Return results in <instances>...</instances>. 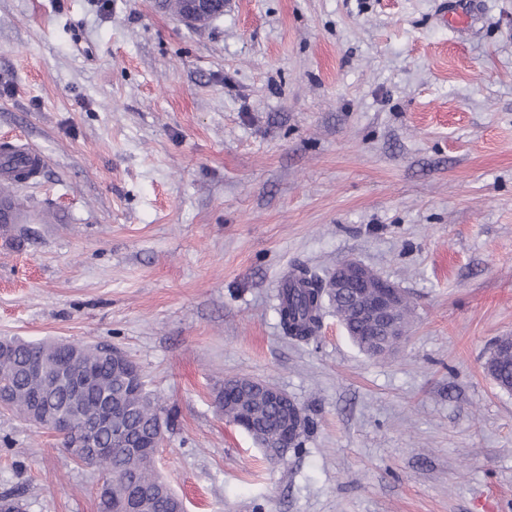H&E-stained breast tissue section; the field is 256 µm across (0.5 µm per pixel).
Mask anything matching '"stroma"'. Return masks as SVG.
Wrapping results in <instances>:
<instances>
[{
  "label": "stroma",
  "instance_id": "stroma-1",
  "mask_svg": "<svg viewBox=\"0 0 512 512\" xmlns=\"http://www.w3.org/2000/svg\"><path fill=\"white\" fill-rule=\"evenodd\" d=\"M0 0V144L40 150L0 238V336L114 346L169 416L156 466L186 512H512V0ZM354 259L408 298L396 352L332 307L284 331L293 268ZM311 420L269 458L225 379ZM102 476L0 411V499L97 512ZM181 18L189 23L203 18H215L224 13L225 0H179ZM485 369L500 388L512 386V355L496 358L493 356L487 361ZM224 411L230 410L232 417L224 415L232 425L246 432L253 439L257 433V413L254 402L266 400L276 405L280 414L273 439L258 443L272 456H282L296 447L303 434L307 418L298 404L274 384L250 377L228 378L224 381V392L220 396ZM301 441L299 440V448Z\"/></svg>",
  "mask_w": 512,
  "mask_h": 512
}]
</instances>
